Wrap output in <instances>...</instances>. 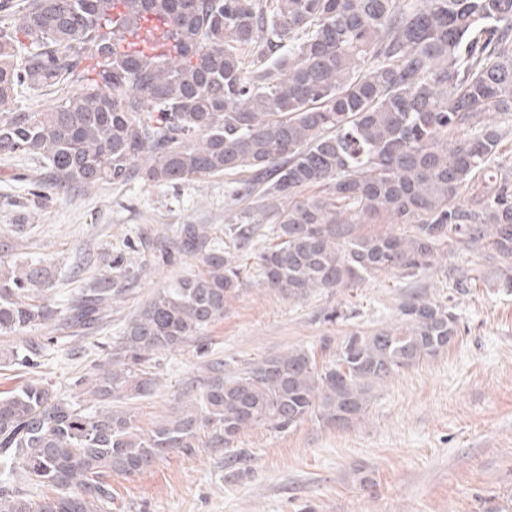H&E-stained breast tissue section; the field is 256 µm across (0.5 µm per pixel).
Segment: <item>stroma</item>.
Masks as SVG:
<instances>
[{
	"label": "stroma",
	"mask_w": 512,
	"mask_h": 512,
	"mask_svg": "<svg viewBox=\"0 0 512 512\" xmlns=\"http://www.w3.org/2000/svg\"><path fill=\"white\" fill-rule=\"evenodd\" d=\"M235 182H129L66 195L45 183L36 159L0 157V236L13 243L0 250V262L47 266V296L62 308L107 270L114 248L141 271L111 317L84 336L41 326L0 335L6 359L23 341L43 346L36 364L7 359L0 391L39 379L58 397L76 400L78 380L118 348L125 322L157 287L191 268L186 258L155 264L138 239L155 230L171 237L183 224H209L223 234L243 210L229 195ZM34 192L38 206L24 208ZM16 224L26 232L13 233ZM499 266L488 255L458 251L412 280L382 275L354 290H317L302 299L249 275L221 321L156 356L152 394L122 404L137 425L149 428L198 396L214 362L233 373L295 347L324 362L351 331L396 323L410 296L444 298L459 275L472 286L454 301L457 343L376 386L361 421L343 428L312 417L284 430L251 427L219 448L203 443L169 454L140 474L113 477L111 512H512V295L497 289ZM334 311L341 319L331 320ZM364 477L372 487L361 485Z\"/></svg>",
	"instance_id": "obj_1"
}]
</instances>
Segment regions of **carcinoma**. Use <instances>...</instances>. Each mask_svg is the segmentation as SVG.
I'll use <instances>...</instances> for the list:
<instances>
[{"instance_id": "obj_1", "label": "carcinoma", "mask_w": 512, "mask_h": 512, "mask_svg": "<svg viewBox=\"0 0 512 512\" xmlns=\"http://www.w3.org/2000/svg\"><path fill=\"white\" fill-rule=\"evenodd\" d=\"M167 21L169 50L123 49L125 31ZM252 56L255 69L246 71ZM76 81L49 112L0 118V155L34 156L63 193L137 181L149 187L247 175L273 224L257 257L264 286L291 298L411 277L442 254L490 253L512 293V170L499 163L512 123V0H29L0 28V106L23 86ZM316 188L306 196L303 191ZM363 224L398 233L364 234ZM257 226L183 224L161 241L195 269L156 289L119 350L76 382L95 408L33 380L0 392V512H107L114 475L131 476L210 433L308 417L347 426L371 391L434 359L460 334L451 301L401 304L400 321L343 337L318 364L304 348L235 375L211 367L199 396L148 430L113 399L154 389L144 365L224 318L247 270L236 251ZM120 252L64 315L36 300V262L0 265V335L61 324L91 330L129 286Z\"/></svg>"}]
</instances>
